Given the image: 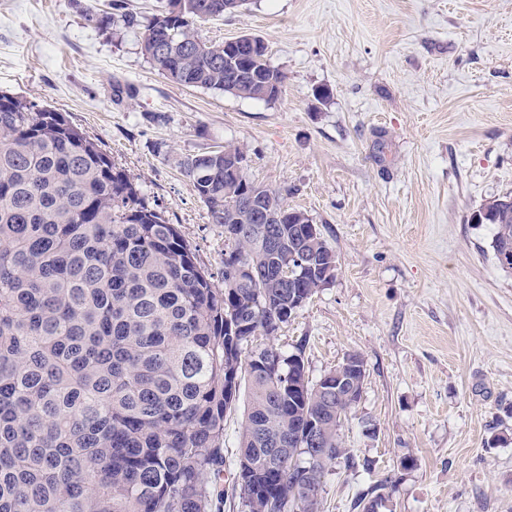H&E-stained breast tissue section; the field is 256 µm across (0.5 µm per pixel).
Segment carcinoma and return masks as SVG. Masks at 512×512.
Masks as SVG:
<instances>
[{
	"mask_svg": "<svg viewBox=\"0 0 512 512\" xmlns=\"http://www.w3.org/2000/svg\"><path fill=\"white\" fill-rule=\"evenodd\" d=\"M246 2L168 0L144 22L120 18L143 28L141 53L172 82L272 102L286 76L267 49L246 46L259 37L233 48L197 31ZM85 19L114 23L93 6ZM183 168L209 223L241 232L221 288L98 140L0 91V512H212L225 496L231 371L247 392L233 483L242 512H320L300 490L307 468L357 465L340 430L363 387L327 401L332 372L310 379L303 347L275 343L288 309L336 272L335 250L277 192L224 173V151ZM261 208L280 223H257ZM478 223L495 226L496 261L512 256L511 195L483 204ZM302 252L316 266L280 280ZM241 262L251 274L238 282ZM391 485L361 493L362 512L384 508Z\"/></svg>",
	"mask_w": 512,
	"mask_h": 512,
	"instance_id": "cac0c4a2",
	"label": "carcinoma"
}]
</instances>
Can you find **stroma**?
I'll use <instances>...</instances> for the list:
<instances>
[{
	"label": "stroma",
	"mask_w": 512,
	"mask_h": 512,
	"mask_svg": "<svg viewBox=\"0 0 512 512\" xmlns=\"http://www.w3.org/2000/svg\"><path fill=\"white\" fill-rule=\"evenodd\" d=\"M198 28L262 37L280 98L176 84L139 30L98 29L75 0H0V91L98 139L213 276L229 243L188 157L240 146L247 177L317 225L335 276L276 342L304 344L315 379L365 358L341 436L372 463L332 466L321 512L387 476L389 512H512V270L470 220L512 194V0H247Z\"/></svg>",
	"instance_id": "35a3bbf8"
}]
</instances>
